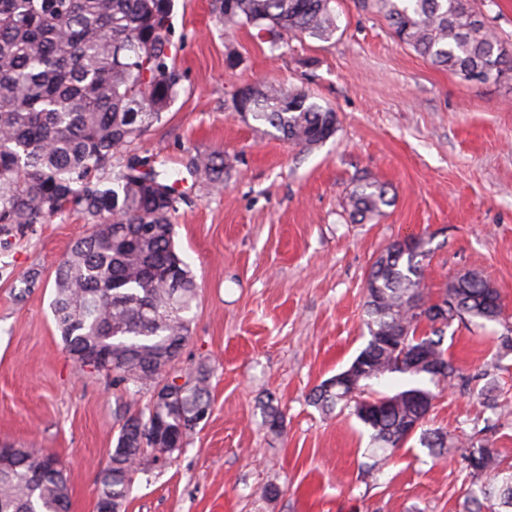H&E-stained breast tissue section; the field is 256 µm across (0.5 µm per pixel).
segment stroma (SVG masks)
I'll return each instance as SVG.
<instances>
[{"mask_svg":"<svg viewBox=\"0 0 512 512\" xmlns=\"http://www.w3.org/2000/svg\"><path fill=\"white\" fill-rule=\"evenodd\" d=\"M336 11L332 39L274 51L256 29L225 33L212 0H173L180 93L137 151L176 178L199 152L232 161L223 192L196 185L174 218L199 286L179 365L210 369L212 408L179 452L144 465L125 512H460L470 482L458 455L433 458L413 438L371 467L359 422L309 402L365 345L369 267L410 234L432 237L430 294L471 270L500 293L501 322L452 325L445 343L462 372L498 380L508 407L491 415L486 438L512 463V356L497 359L493 347L512 326V70L464 81L353 0ZM272 80L333 108L335 136L308 150L234 112L240 87ZM360 177L394 198L363 224L343 210ZM85 225L67 212L0 248V441L58 454L70 512H96L117 407L134 413L149 399L81 371L56 327L55 270ZM270 397L285 413L278 434L261 414ZM479 412L475 398L447 388L429 425L455 436Z\"/></svg>","mask_w":512,"mask_h":512,"instance_id":"stroma-1","label":"stroma"}]
</instances>
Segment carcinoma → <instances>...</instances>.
I'll use <instances>...</instances> for the list:
<instances>
[{
    "instance_id": "carcinoma-1",
    "label": "carcinoma",
    "mask_w": 512,
    "mask_h": 512,
    "mask_svg": "<svg viewBox=\"0 0 512 512\" xmlns=\"http://www.w3.org/2000/svg\"><path fill=\"white\" fill-rule=\"evenodd\" d=\"M334 0H214L224 31L256 28L271 48L291 38L332 39L338 30ZM381 16L392 36L433 64L476 81L512 58L488 20L476 24L472 0H354ZM171 0H0V234L21 236L35 224L77 210L90 221L55 273L53 315L66 351L78 364L93 360L124 394L166 382L170 402L120 415L108 462L97 476V512L127 501L134 474L148 451L181 450L195 421L210 414V371H185L176 385L169 372L190 336L188 313L197 298L193 274L174 247L180 205L194 185L172 179L151 155L133 152L179 94L181 75L170 63ZM235 111L269 126L306 149L337 130L335 111L299 86H248L233 96ZM222 152L197 153L186 165L194 180L220 192ZM388 189L360 180L348 196L350 219L362 224L391 206ZM431 239L396 240L380 252L366 280L364 325L369 339L348 367L324 380L310 402L349 415L387 452L410 440L405 424L424 420L447 386L475 396L482 408H502L487 373L465 375L444 347L445 329L459 322H496L498 293L482 274L454 283L435 297L422 282ZM430 331L416 336L422 317ZM402 374L413 383L391 395L372 396L370 381ZM279 407L264 405V422L282 429ZM489 426L449 437L419 427V444L432 456L462 449L464 471L478 486L462 512H512V468L487 446ZM13 469L0 472V512H68L69 487L60 457L18 450Z\"/></svg>"
}]
</instances>
